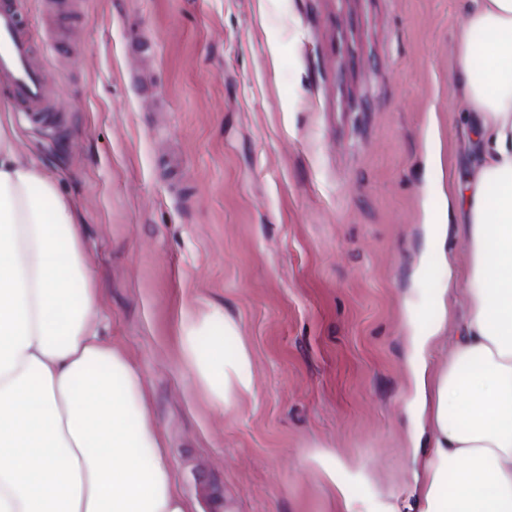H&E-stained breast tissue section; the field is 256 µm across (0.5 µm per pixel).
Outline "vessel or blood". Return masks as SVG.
Here are the masks:
<instances>
[{"mask_svg": "<svg viewBox=\"0 0 512 512\" xmlns=\"http://www.w3.org/2000/svg\"><path fill=\"white\" fill-rule=\"evenodd\" d=\"M46 65L12 0H0V85L19 111L40 124L51 123L58 110Z\"/></svg>", "mask_w": 512, "mask_h": 512, "instance_id": "b4317fda", "label": "vessel or blood"}]
</instances>
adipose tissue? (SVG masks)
Instances as JSON below:
<instances>
[{"mask_svg": "<svg viewBox=\"0 0 512 512\" xmlns=\"http://www.w3.org/2000/svg\"><path fill=\"white\" fill-rule=\"evenodd\" d=\"M454 80L468 101L471 172L430 238L469 245L465 317L447 366L426 374L432 442L413 503L386 512H512V0H466ZM0 119V512H195L173 476L143 375L106 339L73 202L21 157ZM218 311H181L180 356L213 410L254 393L251 355Z\"/></svg>", "mask_w": 512, "mask_h": 512, "instance_id": "adipose-tissue-1", "label": "adipose tissue"}]
</instances>
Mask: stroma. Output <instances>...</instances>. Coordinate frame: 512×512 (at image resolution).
Segmentation results:
<instances>
[{"mask_svg": "<svg viewBox=\"0 0 512 512\" xmlns=\"http://www.w3.org/2000/svg\"><path fill=\"white\" fill-rule=\"evenodd\" d=\"M64 113L11 112L72 199L109 333L142 372L199 512H357L406 496L431 437L409 317L463 287L467 242L426 246L470 163L459 0H16ZM252 355L228 413L190 384L179 312Z\"/></svg>", "mask_w": 512, "mask_h": 512, "instance_id": "obj_1", "label": "stroma"}]
</instances>
